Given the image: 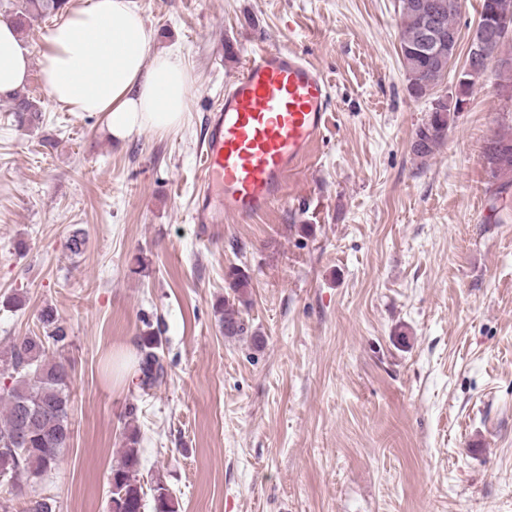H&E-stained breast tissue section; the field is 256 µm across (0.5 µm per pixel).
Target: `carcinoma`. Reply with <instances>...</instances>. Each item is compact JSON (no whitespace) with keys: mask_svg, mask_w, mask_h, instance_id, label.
<instances>
[{"mask_svg":"<svg viewBox=\"0 0 512 512\" xmlns=\"http://www.w3.org/2000/svg\"><path fill=\"white\" fill-rule=\"evenodd\" d=\"M441 0H400L399 44L401 63L405 70L407 91L416 99L438 100L435 88L448 74V55L423 56L418 53L421 38V15ZM68 0H6L0 2V15L27 31L34 23L66 12ZM480 8L492 22L493 30L503 36L504 54L508 63L494 69L497 90L504 95L512 89V0H481ZM460 9L445 12L442 28L448 38L460 36L457 18ZM477 84L468 66L458 72L455 92L449 95L450 104L442 112H430L415 130L411 152L424 159L448 137L454 115L463 111L462 105ZM10 111L20 126H34L42 118L39 101L23 94L12 100ZM487 175L486 191L500 198L512 190V134L495 133L482 148ZM233 297H224L215 308L220 314L224 336H241L247 331L237 305L246 306L243 299L250 287V276L240 267L230 266L225 272ZM38 331L20 336L0 347V401L4 416L0 420V486L10 482L8 494L20 491L18 475L26 473L41 478L56 467L63 450L72 440V374L62 351L69 345V334L63 320L52 308H45L39 317ZM160 336L148 329L141 333L137 348L138 386L144 391L162 383L167 369L158 353ZM30 415V429L25 444L11 448L7 440L18 427L21 411ZM140 431L128 425L119 464L110 475L109 512H144V487L139 478ZM153 512H178L177 504L162 484L153 488Z\"/></svg>","mask_w":512,"mask_h":512,"instance_id":"carcinoma-1","label":"carcinoma"}]
</instances>
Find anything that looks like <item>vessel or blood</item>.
Listing matches in <instances>:
<instances>
[{"mask_svg":"<svg viewBox=\"0 0 512 512\" xmlns=\"http://www.w3.org/2000/svg\"><path fill=\"white\" fill-rule=\"evenodd\" d=\"M330 82L284 48L253 52L207 118L192 219L220 224L266 212L329 125Z\"/></svg>","mask_w":512,"mask_h":512,"instance_id":"1","label":"vessel or blood"}]
</instances>
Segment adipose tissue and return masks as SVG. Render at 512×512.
I'll list each match as a JSON object with an SVG mask.
<instances>
[{
	"instance_id": "obj_1",
	"label": "adipose tissue",
	"mask_w": 512,
	"mask_h": 512,
	"mask_svg": "<svg viewBox=\"0 0 512 512\" xmlns=\"http://www.w3.org/2000/svg\"><path fill=\"white\" fill-rule=\"evenodd\" d=\"M153 39L133 0L71 10L35 59L14 24L0 19V99L15 95L35 63L51 99L71 112L103 115L112 141L142 130L170 133L184 123L194 77L174 53L149 55Z\"/></svg>"
}]
</instances>
